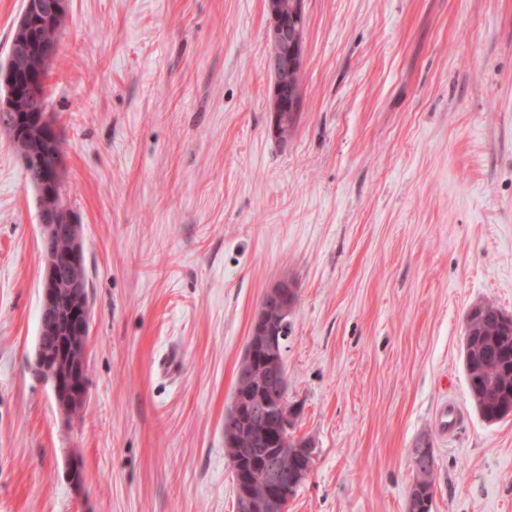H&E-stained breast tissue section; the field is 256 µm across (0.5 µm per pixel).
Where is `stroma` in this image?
<instances>
[{"label": "stroma", "instance_id": "35a3bbf8", "mask_svg": "<svg viewBox=\"0 0 512 512\" xmlns=\"http://www.w3.org/2000/svg\"><path fill=\"white\" fill-rule=\"evenodd\" d=\"M303 107L270 133L265 0H70L47 80L83 227L88 400L33 370L44 258L0 131V512H235L224 412L264 290L298 301L289 512H512L465 316L512 314V0H306ZM80 459L83 483L68 476ZM431 453L432 458L434 460V453L431 452V448L429 446V443L424 441L420 444L418 448H416V451L414 453L415 460L414 464L417 467L418 473L422 471L424 467H429L431 464ZM415 473V477L421 476L423 478V481L426 483L427 487L433 488L434 487V468L425 471L423 474ZM415 477L413 476V479L409 485L408 489V512H418L420 508L419 500L423 499L424 501H427L430 499L429 493L430 490H428L421 482H417L415 480ZM433 497H434V488H433ZM431 502V499H430Z\"/></svg>", "mask_w": 512, "mask_h": 512}]
</instances>
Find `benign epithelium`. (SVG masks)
Masks as SVG:
<instances>
[{"label":"benign epithelium","mask_w":512,"mask_h":512,"mask_svg":"<svg viewBox=\"0 0 512 512\" xmlns=\"http://www.w3.org/2000/svg\"><path fill=\"white\" fill-rule=\"evenodd\" d=\"M305 0H292L291 13L285 15L274 0H266L270 45L268 69L271 75L272 113L270 131L282 145L281 126L288 113L300 107L298 98L288 99L284 77L289 72L300 75L307 33ZM69 0H26L20 21L27 25L54 26L67 14ZM28 43L11 45L5 65L0 66V112L15 111L16 76H28L27 95L40 100L45 94L41 72ZM41 196L44 203L38 212L40 237L50 245L75 227L68 217L69 204L58 191L55 175L42 176ZM85 262L79 239L70 240L63 254L46 262L41 288V314L44 321L52 317L57 302V285L69 284L72 293L83 294ZM298 299L295 283L283 278L263 293L255 314L243 359L236 374V388L230 407L224 413V448L236 487V512H288L299 487L314 466L313 443L295 433L296 417L287 400V373L284 362L285 328ZM75 335L59 339L56 346L35 351L34 371L49 384L61 415L76 404H86L87 385L84 372L76 363L86 354L90 325L80 313L73 312ZM430 490L413 480L408 489V512H419V500H428Z\"/></svg>","instance_id":"7a95c632"}]
</instances>
